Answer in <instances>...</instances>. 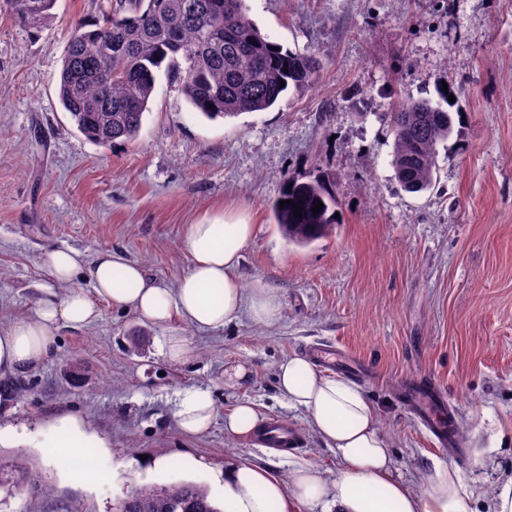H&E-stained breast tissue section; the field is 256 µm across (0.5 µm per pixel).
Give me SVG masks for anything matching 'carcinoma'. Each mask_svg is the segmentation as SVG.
I'll list each match as a JSON object with an SVG mask.
<instances>
[{"instance_id": "cac0c4a2", "label": "carcinoma", "mask_w": 512, "mask_h": 512, "mask_svg": "<svg viewBox=\"0 0 512 512\" xmlns=\"http://www.w3.org/2000/svg\"><path fill=\"white\" fill-rule=\"evenodd\" d=\"M58 0H11L15 21L38 30L56 18ZM101 16L75 24L57 77L58 99L89 140L109 146L134 140L155 91L157 72L179 80L187 101L209 119L265 111L294 87L310 86L321 60L278 47L248 16L246 0H107ZM453 85L437 98H410L388 116L390 164L405 191L430 190L438 177V147L454 135L460 112L449 102ZM275 203L288 241L308 244L336 224L334 183L288 178ZM323 203L314 213L311 207ZM302 208V216L293 213ZM118 512H223L193 483L138 489Z\"/></svg>"}]
</instances>
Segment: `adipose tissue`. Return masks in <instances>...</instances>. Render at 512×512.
<instances>
[{
    "mask_svg": "<svg viewBox=\"0 0 512 512\" xmlns=\"http://www.w3.org/2000/svg\"><path fill=\"white\" fill-rule=\"evenodd\" d=\"M254 233L251 215L231 209L189 225L184 246L190 265L173 288L119 249L91 258L74 248L45 251L50 285L33 315L0 327V376L50 361L60 329L79 331L97 321L98 297L115 310L134 313L140 322L161 325L177 318L199 332L224 328L245 315L257 323H277L279 297L260 286L242 288L237 279L241 249ZM276 379L281 396L305 412L310 431L334 454L336 473L329 477L306 464L283 480L264 467L227 465L223 480L215 484L224 512H299L305 505L322 512H473L474 488L441 460H432L420 487L398 475L380 413L359 387L298 355L281 360ZM175 417L184 434L206 433L215 418L210 391L180 392ZM2 444L65 448L78 456L105 442L84 417L67 415L35 432L0 428Z\"/></svg>",
    "mask_w": 512,
    "mask_h": 512,
    "instance_id": "obj_1",
    "label": "adipose tissue"
}]
</instances>
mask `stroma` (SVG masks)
<instances>
[{
  "label": "stroma",
  "instance_id": "obj_1",
  "mask_svg": "<svg viewBox=\"0 0 512 512\" xmlns=\"http://www.w3.org/2000/svg\"><path fill=\"white\" fill-rule=\"evenodd\" d=\"M106 0H58L39 31L19 26L0 0V324L31 314L48 281L44 250H124L176 285L189 267L183 238L204 216L240 209L256 230L243 247V288L263 285L283 305L268 326L249 318L200 333L172 320L139 322L98 301L100 317L61 330L48 363L0 377V424L36 428L84 416L111 448V479L94 488L54 463L53 448L0 446V512H115L140 488L190 482L210 488L227 461L272 469L336 458L276 388L278 363L309 345L338 344L367 362L360 381L381 414L399 474L420 485L431 458L458 467L485 492L512 476V0H247L262 34L315 54L317 81L272 108L205 118L166 71L135 140L102 146L78 131L55 79L76 20ZM458 93L461 117L438 154L431 190L405 192L389 164V112L410 97ZM336 178L337 222L306 246L289 243L272 207L286 178ZM188 337L193 364H169L166 336ZM250 369L229 388L224 372ZM457 403L471 455L449 457L418 427L395 387L408 376ZM206 387L216 417L201 436L174 417L178 392ZM285 419L301 452L260 448L224 430L238 401ZM167 460L153 473L135 458Z\"/></svg>",
  "mask_w": 512,
  "mask_h": 512
}]
</instances>
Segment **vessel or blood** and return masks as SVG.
Instances as JSON below:
<instances>
[{
    "label": "vessel or blood",
    "instance_id": "obj_1",
    "mask_svg": "<svg viewBox=\"0 0 512 512\" xmlns=\"http://www.w3.org/2000/svg\"><path fill=\"white\" fill-rule=\"evenodd\" d=\"M310 358L316 363L339 370L362 372L366 363L351 352L329 345H316L309 349ZM405 407L434 438L444 447H454L456 439L451 432L449 399L436 387L421 382H409L402 387ZM260 440L273 448L295 450L301 448L298 431L279 421H270L260 435Z\"/></svg>",
    "mask_w": 512,
    "mask_h": 512
}]
</instances>
